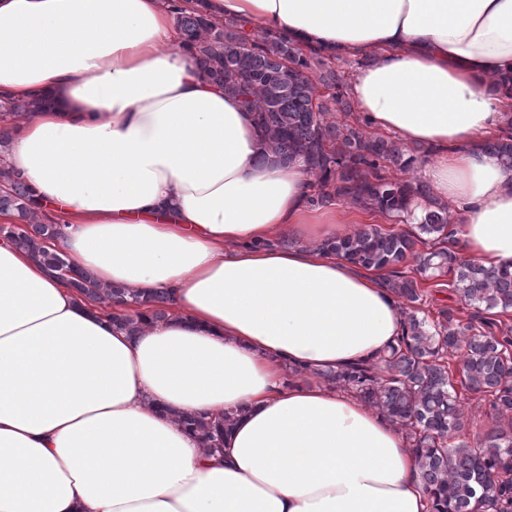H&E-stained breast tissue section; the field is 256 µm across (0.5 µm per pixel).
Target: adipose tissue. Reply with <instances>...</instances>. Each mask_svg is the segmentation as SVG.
<instances>
[{"mask_svg": "<svg viewBox=\"0 0 512 512\" xmlns=\"http://www.w3.org/2000/svg\"><path fill=\"white\" fill-rule=\"evenodd\" d=\"M327 56L369 53L349 93L421 144V176L480 265L512 263V0H201ZM165 0H0V95L47 101L0 149L97 281L168 292L129 335L0 238V512H429L408 443L354 395L302 381L402 334L377 277L299 238L347 217L308 202L302 159L207 79ZM289 229L297 242L272 243ZM236 419L219 454L175 413ZM501 133L497 138L488 141L485 149L498 157L504 165L512 166V120L510 126H506Z\"/></svg>", "mask_w": 512, "mask_h": 512, "instance_id": "adipose-tissue-1", "label": "adipose tissue"}]
</instances>
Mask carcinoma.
I'll list each match as a JSON object with an SVG mask.
<instances>
[{"instance_id":"cac0c4a2","label":"carcinoma","mask_w":512,"mask_h":512,"mask_svg":"<svg viewBox=\"0 0 512 512\" xmlns=\"http://www.w3.org/2000/svg\"><path fill=\"white\" fill-rule=\"evenodd\" d=\"M170 9L203 74L254 113L265 151L304 159L312 178L311 204L338 197L383 214H404L413 199L427 200L414 230L386 231L366 224L320 244L356 266L379 272L404 321L398 344L378 362L312 374L355 394L406 437L431 512H512V329L501 321L512 312V265L485 267L458 256L448 206L430 199L425 184L407 177L422 162L416 151L371 131L362 118L353 124L337 120L336 113L351 112V104L340 74L321 51H304L272 34L253 36L242 20L215 22L178 0H170ZM44 105L43 99L32 97L6 100L0 108L23 116ZM485 149L512 166V125ZM393 169L404 177L391 176ZM4 211L19 221V226L4 229L18 247L58 274L75 271L67 254L44 247L61 238V225L44 222V213L30 205L28 186L3 160ZM410 262L416 277L401 271ZM448 272L454 273L455 293L473 309L465 323L446 309L434 320L424 314L427 292L422 284ZM71 285L102 303L133 305L138 314L117 321L133 332L149 319L166 317L162 292L142 295L86 275ZM144 308L149 315L139 313ZM467 393L488 398L493 417L492 427L469 440L462 438L469 425L463 405ZM234 418L227 411L217 421L182 416L180 422L211 453L221 448L224 429Z\"/></svg>"}]
</instances>
